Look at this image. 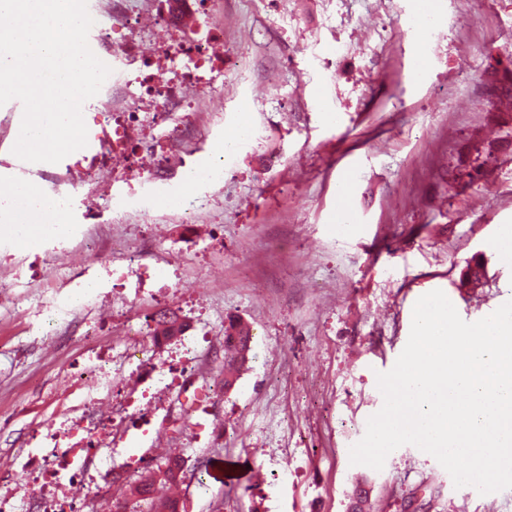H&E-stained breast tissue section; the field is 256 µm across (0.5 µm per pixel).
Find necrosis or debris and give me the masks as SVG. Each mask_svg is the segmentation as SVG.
Instances as JSON below:
<instances>
[{
  "instance_id": "necrosis-or-debris-1",
  "label": "necrosis or debris",
  "mask_w": 512,
  "mask_h": 512,
  "mask_svg": "<svg viewBox=\"0 0 512 512\" xmlns=\"http://www.w3.org/2000/svg\"><path fill=\"white\" fill-rule=\"evenodd\" d=\"M91 16L95 36L88 45L112 63L93 98L96 147L45 179L88 190L101 204L85 223L71 225V249L54 251V258L65 263L85 255L76 277L89 276L94 263L107 276L92 278L85 302L64 318L39 306L34 342L47 358L62 354L75 337L86 351L68 377L69 413L34 429V447L19 449L0 467V512H112L101 488L137 479L165 441L183 448L186 470L198 467L197 449L224 444L217 421L229 354L223 337L187 328L169 338L128 320L123 347L106 340L119 312L149 296L146 260L159 245L133 244L127 229L103 217L125 206L113 192L117 184L131 188L145 176L162 178L193 152L192 133L216 120L215 104L224 97L216 85L224 73V0H96ZM144 158L150 169L140 168ZM134 429L143 430L148 449L133 462L114 464L113 452Z\"/></svg>"
}]
</instances>
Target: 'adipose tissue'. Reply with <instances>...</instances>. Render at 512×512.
Listing matches in <instances>:
<instances>
[{
  "label": "adipose tissue",
  "instance_id": "obj_1",
  "mask_svg": "<svg viewBox=\"0 0 512 512\" xmlns=\"http://www.w3.org/2000/svg\"><path fill=\"white\" fill-rule=\"evenodd\" d=\"M0 198L7 205L0 209V225L7 228L18 246L35 249L47 232L65 234L67 226L58 220V201L41 197L30 184L7 182L0 185Z\"/></svg>",
  "mask_w": 512,
  "mask_h": 512
}]
</instances>
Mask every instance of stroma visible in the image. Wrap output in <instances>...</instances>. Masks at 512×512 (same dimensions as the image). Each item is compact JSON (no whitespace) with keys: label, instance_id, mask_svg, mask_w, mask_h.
I'll list each match as a JSON object with an SVG mask.
<instances>
[{"label":"stroma","instance_id":"1","mask_svg":"<svg viewBox=\"0 0 512 512\" xmlns=\"http://www.w3.org/2000/svg\"><path fill=\"white\" fill-rule=\"evenodd\" d=\"M224 0V121L194 156L143 191L163 219L156 236L179 249L169 214L201 208L222 224L219 246L181 255L190 279L164 300L199 332L222 333L240 316L249 361L224 393L220 458L249 467L238 483L185 474L193 512H346L367 475L377 512H512V489L455 488L414 447L382 470L350 462L368 418L383 405L377 375L405 348L417 300L442 290L467 322L512 300V263L500 261L512 228V0ZM246 137L235 138L241 122ZM0 138V174L39 184L46 163L16 157ZM479 180L458 178L477 153ZM224 162V177L186 187L189 171ZM288 262L265 263L273 245ZM482 266L477 288L468 268ZM0 322V386L34 375L56 391L70 355L45 363ZM29 399L0 462L37 423L70 402Z\"/></svg>","mask_w":512,"mask_h":512}]
</instances>
